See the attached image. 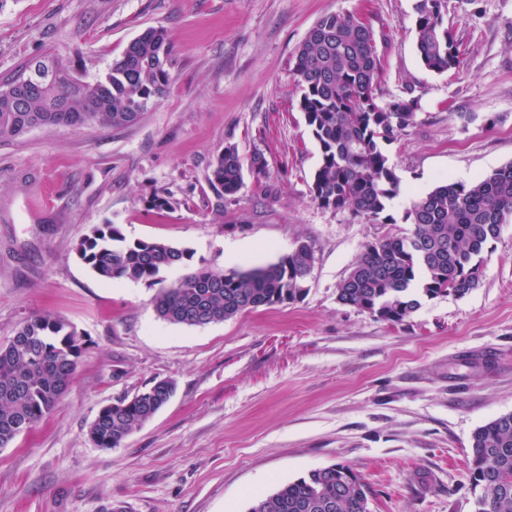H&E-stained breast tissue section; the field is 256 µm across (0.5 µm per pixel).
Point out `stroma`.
<instances>
[{
  "mask_svg": "<svg viewBox=\"0 0 512 512\" xmlns=\"http://www.w3.org/2000/svg\"><path fill=\"white\" fill-rule=\"evenodd\" d=\"M416 0H0V86L59 55L103 74L147 27L174 45L171 83L133 125L51 126L0 143V344L49 314L83 344L54 410L0 448V512H248L307 472L350 466L370 512H473V432L512 413V223L466 296L423 301L399 324L341 304L368 243L405 236L411 203L512 162V0H447L457 70L426 69ZM368 22L378 104L418 101L387 145L400 178L390 224L314 200L320 149L299 108L294 53L323 15ZM262 153L266 173L216 199V152ZM168 194L172 210L150 209ZM190 250L189 268H254L297 240L316 248L303 301L203 327L158 318L147 282L105 281L78 257L99 224ZM171 401L114 449L89 425L154 381Z\"/></svg>",
  "mask_w": 512,
  "mask_h": 512,
  "instance_id": "1",
  "label": "stroma"
}]
</instances>
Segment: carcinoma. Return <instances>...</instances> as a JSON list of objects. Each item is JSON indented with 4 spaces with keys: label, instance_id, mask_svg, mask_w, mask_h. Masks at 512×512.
<instances>
[{
    "label": "carcinoma",
    "instance_id": "obj_1",
    "mask_svg": "<svg viewBox=\"0 0 512 512\" xmlns=\"http://www.w3.org/2000/svg\"><path fill=\"white\" fill-rule=\"evenodd\" d=\"M445 0H417L416 51L429 70L444 73L460 64V50L444 25ZM174 47L161 27L133 38L108 71L91 80L73 73L58 56L40 63L43 79L32 82L33 64L0 86V142L36 127L93 131L134 124L162 97L171 80ZM381 71L369 25L345 14L322 16L295 53L301 88L299 107L317 141L321 161L311 193L322 207L347 211L375 224L399 194L400 181L384 144L414 124L417 101H376ZM266 173L256 152L243 159L224 146L210 164L208 183L218 200L239 192L244 168ZM407 236L370 243L339 282L337 300L381 320L399 323L421 300L463 297L478 287L489 244L512 222V162L472 182L444 181L413 201ZM80 259L107 280L160 285L157 316L171 324L206 326L261 307L293 304L308 291L316 250L298 240L266 267L216 271L201 266L164 284L161 273L183 267L187 249L162 240L126 238L115 224H100L82 239ZM83 344L62 320L32 316L0 345V448L43 421L73 378ZM161 392L149 387L98 411L89 426L99 448L122 445L154 417ZM469 481L474 512H512V413L478 427L471 438ZM369 487L351 467L332 464L255 499L249 512H370Z\"/></svg>",
    "mask_w": 512,
    "mask_h": 512
}]
</instances>
